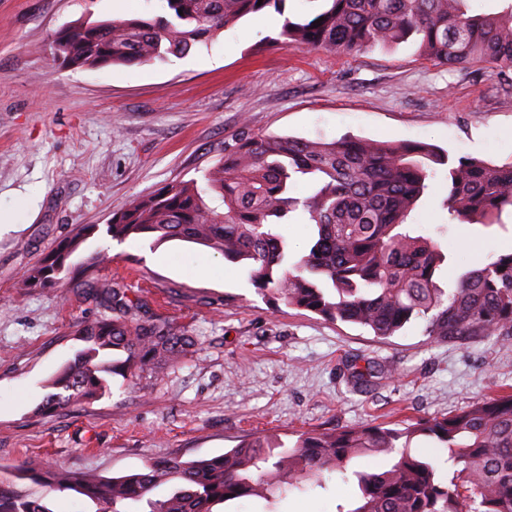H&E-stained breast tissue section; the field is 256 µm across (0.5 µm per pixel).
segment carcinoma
Instances as JSON below:
<instances>
[{
	"label": "carcinoma",
	"instance_id": "carcinoma-1",
	"mask_svg": "<svg viewBox=\"0 0 512 512\" xmlns=\"http://www.w3.org/2000/svg\"><path fill=\"white\" fill-rule=\"evenodd\" d=\"M286 0H166L167 14L76 22L54 35L56 59L74 68L145 65L185 57L240 19ZM310 16L285 17L279 37L300 49L350 55L407 38L428 60L459 68L478 64L505 80L512 72V0L486 14L474 0H323ZM446 167L448 224H502L512 215V165L439 154L426 143L341 138L311 140L241 131L224 157L195 180L170 183L115 214L105 233L204 246L244 268L249 281L288 305L329 321L358 324L388 338L412 322L436 342L473 344L512 336V252L437 285L446 260L439 242L407 223L431 188L434 166ZM306 178L313 191L292 195ZM314 226L307 253L294 257L277 231L283 219ZM98 231L83 227L43 262L27 269L26 288L73 283L99 306L79 326L84 347L51 382L41 412L52 415L107 392L108 379L156 377L196 352L200 338L163 321L102 281L100 249L72 261ZM423 437L460 465L449 479L412 453ZM367 454L389 456L381 471L351 469ZM356 479L358 500L337 512H512V394L482 399L453 415L402 428L359 423L308 431L287 443L248 437L201 460L178 456L117 477L26 461L0 469V512H53L50 492L74 493L95 512H214L227 502H268L326 476Z\"/></svg>",
	"mask_w": 512,
	"mask_h": 512
}]
</instances>
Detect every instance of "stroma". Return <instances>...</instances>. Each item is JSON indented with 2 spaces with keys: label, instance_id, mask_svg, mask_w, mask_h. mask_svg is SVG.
Listing matches in <instances>:
<instances>
[{
  "label": "stroma",
  "instance_id": "1",
  "mask_svg": "<svg viewBox=\"0 0 512 512\" xmlns=\"http://www.w3.org/2000/svg\"><path fill=\"white\" fill-rule=\"evenodd\" d=\"M316 0L248 16L188 56L139 66L67 68L54 33L85 21L165 14V0H0V466L34 459L112 477L169 455H219L244 436L295 440L317 428L404 425L512 392V336L432 341L420 323L386 339L258 291L240 267L181 240L116 242L105 224L174 181L201 180L243 129L337 140L424 142L450 157L512 162V86L474 66L421 57L415 41L353 55L278 41L285 17ZM457 265L487 263L512 243L505 227L449 224L441 194L409 218ZM107 248L103 280L121 279L158 318L201 337L161 378L46 416L48 385L80 348L94 300L74 288L22 287L23 274L80 227ZM375 366L360 384L352 367ZM353 483L290 495L275 512H336Z\"/></svg>",
  "mask_w": 512,
  "mask_h": 512
}]
</instances>
